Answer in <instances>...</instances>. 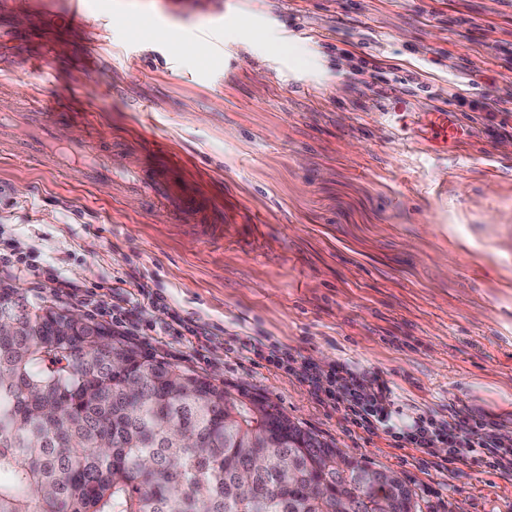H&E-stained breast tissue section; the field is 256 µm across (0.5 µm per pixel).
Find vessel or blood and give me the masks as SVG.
Here are the masks:
<instances>
[{"instance_id": "vessel-or-blood-1", "label": "vessel or blood", "mask_w": 512, "mask_h": 512, "mask_svg": "<svg viewBox=\"0 0 512 512\" xmlns=\"http://www.w3.org/2000/svg\"><path fill=\"white\" fill-rule=\"evenodd\" d=\"M0 122L26 127V139L16 142L12 151L23 160L40 161L58 172L78 171L86 185L111 183L120 194H134L149 200L172 203L187 217H196L202 210L192 197H176L165 172L146 159L131 163L121 171L92 136L85 135L66 142L57 140L53 123L45 120L35 108L23 107L0 114Z\"/></svg>"}]
</instances>
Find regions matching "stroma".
Segmentation results:
<instances>
[{
  "instance_id": "stroma-1",
  "label": "stroma",
  "mask_w": 512,
  "mask_h": 512,
  "mask_svg": "<svg viewBox=\"0 0 512 512\" xmlns=\"http://www.w3.org/2000/svg\"><path fill=\"white\" fill-rule=\"evenodd\" d=\"M20 104L120 169L164 143L173 189L222 226L19 162L0 126V255L102 309L160 294L134 296V344L394 472L418 512H512V472L442 469L299 374L387 381L399 425L512 434V0H0V109ZM179 318L202 349L156 335ZM23 262L18 257L3 256L0 257V273L4 272L7 274H14L16 272L27 273L32 275L34 278L40 279L41 282L49 283L52 285V289L55 292H60L66 297L78 299L86 306H93L95 292L90 289H81L79 286L71 284L65 280L60 279L59 276L54 275L51 271H29L24 267H21Z\"/></svg>"
}]
</instances>
